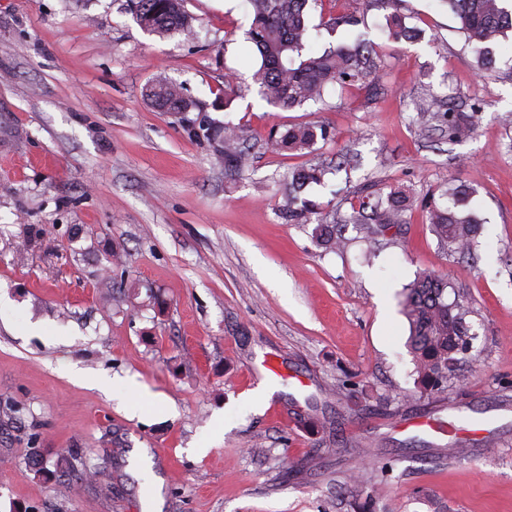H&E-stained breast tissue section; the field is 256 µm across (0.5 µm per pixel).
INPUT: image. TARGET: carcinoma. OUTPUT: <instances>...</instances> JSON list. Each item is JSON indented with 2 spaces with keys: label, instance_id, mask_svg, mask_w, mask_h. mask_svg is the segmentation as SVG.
<instances>
[{
  "label": "carcinoma",
  "instance_id": "obj_1",
  "mask_svg": "<svg viewBox=\"0 0 512 512\" xmlns=\"http://www.w3.org/2000/svg\"><path fill=\"white\" fill-rule=\"evenodd\" d=\"M184 0H129L130 12L146 31L158 35L190 33L191 17L185 12ZM309 0H247L253 14L248 32L255 45L261 64L253 74L261 96L283 109L301 107L307 102L323 100L330 85L372 84L379 79V52L361 37L352 44L313 53L297 62L294 55L301 54L303 39L308 30ZM328 14L321 24L332 29L354 28L361 22L353 12L338 9L340 0H328ZM385 11L388 39L409 41L420 35L415 28L406 26L401 14V0H372ZM457 17L460 30L470 43L492 44L512 32V10L504 6L505 0H441ZM147 99L160 112L174 116L190 136L198 135L197 121L187 112L200 109V105L185 98L177 85L158 81L147 91ZM474 107L469 112L450 109L432 111V105L417 106L414 123L430 127L439 123L448 128V140L464 141L476 128ZM216 144V152L224 162V172L233 176L241 173L248 163L244 143L247 131L235 125L222 127L202 125ZM331 138L327 126L314 122L294 125L283 133L269 134L266 144L273 152L288 149L310 154L318 141ZM342 163L330 168L321 163H304L291 168L284 179V204L281 212L290 224H308L317 221L314 229L319 245L333 251H342L348 245L341 226L353 224L369 241H377L386 231L407 223L406 214L416 199L401 190L371 201L370 195H361L349 201L348 215L335 211L332 221L321 212L320 204L301 196L310 184H321L329 174L340 171ZM470 189L460 184L448 187L451 204L442 206L429 196L418 203L429 217L431 229L439 245L448 252L469 255L478 243L484 229L483 222L465 211ZM403 312L409 324L407 347L413 357L417 373V388L421 395L442 392L448 383L460 356L473 348L475 336L468 322L471 310L463 300L454 282L435 272L423 271L403 289Z\"/></svg>",
  "mask_w": 512,
  "mask_h": 512
}]
</instances>
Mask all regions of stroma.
Listing matches in <instances>:
<instances>
[{
	"label": "stroma",
	"instance_id": "1",
	"mask_svg": "<svg viewBox=\"0 0 512 512\" xmlns=\"http://www.w3.org/2000/svg\"><path fill=\"white\" fill-rule=\"evenodd\" d=\"M343 6L381 45L379 85L288 110L252 79L246 0H185L190 37L144 31L127 0H0V512H143L156 489L162 512H358L357 472L375 512H512V52L478 72L440 0H403L421 35L397 43L382 10ZM160 79L247 129L240 176L151 105ZM425 89L479 106L474 135L413 125ZM308 121L332 132L316 157L352 158L313 199L456 179L486 221L473 257L419 208L372 258L354 227L330 252L285 223L305 157L265 139ZM31 225L48 234L20 251ZM423 270L461 289L476 339L413 400L399 295ZM345 380L368 397L347 405ZM423 417L485 426L462 457Z\"/></svg>",
	"mask_w": 512,
	"mask_h": 512
}]
</instances>
